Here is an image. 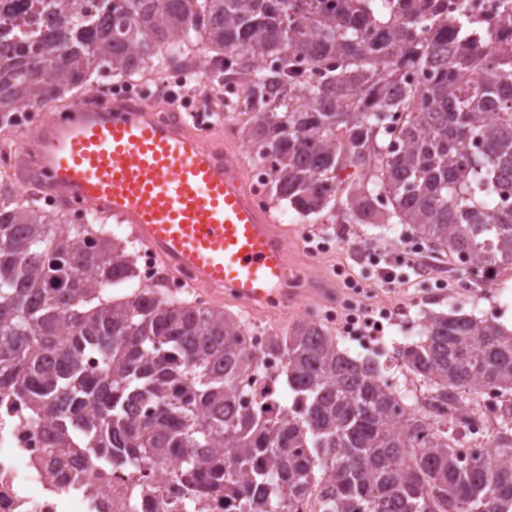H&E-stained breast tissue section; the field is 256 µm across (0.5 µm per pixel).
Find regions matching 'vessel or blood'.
I'll use <instances>...</instances> for the list:
<instances>
[{
    "mask_svg": "<svg viewBox=\"0 0 512 512\" xmlns=\"http://www.w3.org/2000/svg\"><path fill=\"white\" fill-rule=\"evenodd\" d=\"M68 121L43 120L30 149L44 192L83 202L90 213L128 225L170 272L191 285L229 290L246 310L294 307L287 247L269 211L245 186L242 166L202 137L179 112L167 119L134 99L103 106L75 101Z\"/></svg>",
    "mask_w": 512,
    "mask_h": 512,
    "instance_id": "1",
    "label": "vessel or blood"
}]
</instances>
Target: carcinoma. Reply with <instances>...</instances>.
Here are the masks:
<instances>
[{
	"label": "carcinoma",
	"mask_w": 512,
	"mask_h": 512,
	"mask_svg": "<svg viewBox=\"0 0 512 512\" xmlns=\"http://www.w3.org/2000/svg\"><path fill=\"white\" fill-rule=\"evenodd\" d=\"M46 28L0 48V131L23 104L76 93L92 74L123 77L177 66L202 44L224 56L257 153L272 164L271 191L308 216L343 209L345 221L406 224L466 275L512 268V48L469 40L416 42L410 0L396 10L369 0H57ZM394 44L431 71L389 143L387 87ZM272 58L254 72L237 50ZM331 61L323 81H302L289 58ZM494 112V121L485 113ZM360 180L336 194L340 172ZM386 199L377 213L372 201ZM135 246L88 215L61 223L37 195L0 171V387L35 420L55 424L98 465L169 461L200 496L228 497L239 512H296L317 485L319 512H512V334L473 316H430L398 356L422 383L406 416L379 366L338 348L310 322L268 349L284 359L280 418L238 405L237 380L258 362L241 324L217 309L134 280ZM93 356L97 371L85 372ZM505 397L489 448L496 465L454 445L448 393Z\"/></svg>",
	"instance_id": "1"
}]
</instances>
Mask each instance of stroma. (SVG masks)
I'll use <instances>...</instances> for the list:
<instances>
[{"instance_id": "1", "label": "stroma", "mask_w": 512, "mask_h": 512, "mask_svg": "<svg viewBox=\"0 0 512 512\" xmlns=\"http://www.w3.org/2000/svg\"><path fill=\"white\" fill-rule=\"evenodd\" d=\"M270 212L287 242L291 270L322 281L338 293L344 290V278H353L363 287L360 303L384 314L382 331L368 341L352 340L341 334L336 340L352 356L374 359L390 383L405 382V371L396 359V350L419 340L425 312L495 320L504 305L512 302V279L493 281L467 299H431L421 284V274L435 275L449 270L447 260L434 254L430 255L423 272H410L408 280L400 284L390 287L377 282L365 260L366 247L377 245L382 255L396 259L401 249L391 242L393 225L349 224L335 220L327 212L304 217L284 202L271 205ZM209 305L224 311L243 327L261 326L280 335L288 333L303 319V309L299 306L286 311H246L224 296L211 297Z\"/></svg>"}]
</instances>
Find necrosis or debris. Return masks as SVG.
<instances>
[{
    "label": "necrosis or debris",
    "instance_id": "4bbe7bcc",
    "mask_svg": "<svg viewBox=\"0 0 512 512\" xmlns=\"http://www.w3.org/2000/svg\"><path fill=\"white\" fill-rule=\"evenodd\" d=\"M435 11H423L413 28L419 40L436 38L437 19L466 17L474 28L471 36L484 41L512 34V0H433ZM192 69L208 86L210 98L227 124H234L239 104L232 94L238 77L225 73L222 57H199ZM182 71L167 68L152 80L120 78L95 83L87 100L111 103L116 97L152 99L158 86L174 90L181 85ZM269 336L250 332L245 336L251 351L259 353L257 368L239 381V404L278 414L280 405L267 398L273 379L283 371L278 356L266 354ZM500 402L493 390L475 391L457 401L461 454L490 455L488 442L494 428L491 416ZM0 512H224L220 500L196 496L192 488L173 473L172 466L153 469L104 471L92 465L86 448H67L55 440L48 423H33L26 404L16 395L0 390Z\"/></svg>",
    "mask_w": 512,
    "mask_h": 512
}]
</instances>
